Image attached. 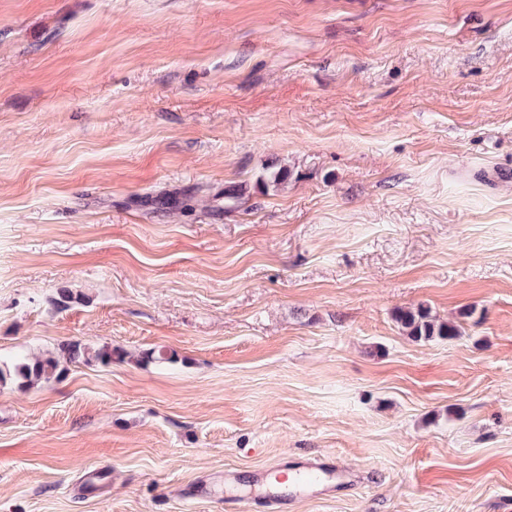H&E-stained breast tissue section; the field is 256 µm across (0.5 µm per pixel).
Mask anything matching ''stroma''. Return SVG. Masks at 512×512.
I'll return each instance as SVG.
<instances>
[{"label":"stroma","instance_id":"obj_1","mask_svg":"<svg viewBox=\"0 0 512 512\" xmlns=\"http://www.w3.org/2000/svg\"><path fill=\"white\" fill-rule=\"evenodd\" d=\"M75 340L0 512H512V0H0V363ZM395 320L404 335L413 341L455 340L462 334L456 322L439 320L422 304L411 309H398ZM288 482V493L266 495L271 506L284 510L288 502L296 499L329 496L336 488L348 482L346 472L338 470L329 458H316L298 463L280 477V483Z\"/></svg>","mask_w":512,"mask_h":512}]
</instances>
